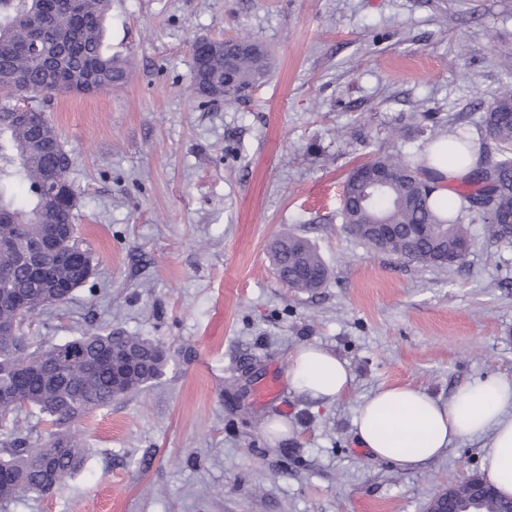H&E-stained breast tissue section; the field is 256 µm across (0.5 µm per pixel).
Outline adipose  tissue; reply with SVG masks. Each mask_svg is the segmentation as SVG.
Masks as SVG:
<instances>
[{"label": "adipose tissue", "mask_w": 512, "mask_h": 512, "mask_svg": "<svg viewBox=\"0 0 512 512\" xmlns=\"http://www.w3.org/2000/svg\"><path fill=\"white\" fill-rule=\"evenodd\" d=\"M452 151L444 137L430 147L429 164L437 172L434 196L443 207L453 200L449 183L468 171L452 159ZM288 378L296 393L324 406L341 399L352 380L347 362L316 344L289 353ZM353 424L358 443L372 458L408 468L441 457L454 441L489 437L482 472L512 496V376L461 387L445 403L413 386L384 388L365 399Z\"/></svg>", "instance_id": "1"}]
</instances>
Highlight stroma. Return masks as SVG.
<instances>
[{"instance_id": "1", "label": "stroma", "mask_w": 512, "mask_h": 512, "mask_svg": "<svg viewBox=\"0 0 512 512\" xmlns=\"http://www.w3.org/2000/svg\"><path fill=\"white\" fill-rule=\"evenodd\" d=\"M243 32L271 50L267 80L232 103L196 97L192 43ZM499 43L512 45V0H112L103 48L128 60L127 82L31 101L73 158L94 274L24 332L120 328L169 359L78 423L91 455L64 490L0 512H426L481 472L480 440L413 469L369 459L353 419L382 387L445 402L512 375V243L475 224L462 264L421 270L342 232L339 212L373 155L422 154L462 120L486 143L479 118L507 79ZM288 233L330 268L315 293L274 272L270 245ZM307 343L349 364L330 406L288 387V355ZM270 381L277 396L255 402ZM274 416L287 436L266 435Z\"/></svg>"}]
</instances>
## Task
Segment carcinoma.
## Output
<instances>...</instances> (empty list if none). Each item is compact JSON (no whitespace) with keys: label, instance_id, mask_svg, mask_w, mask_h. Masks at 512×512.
Returning a JSON list of instances; mask_svg holds the SVG:
<instances>
[{"label":"carcinoma","instance_id":"carcinoma-1","mask_svg":"<svg viewBox=\"0 0 512 512\" xmlns=\"http://www.w3.org/2000/svg\"><path fill=\"white\" fill-rule=\"evenodd\" d=\"M110 0H0V238H14V246L0 248V274L11 279L0 282V321L14 319L15 309L8 294L23 291L40 297L43 291L24 270L30 243L44 224H69L77 204L67 178L68 168L56 166L65 153L59 133L44 109L35 110L15 103L19 97L44 95V90L89 94L121 86L127 78V62L102 52L104 18ZM35 17L45 19L51 28L39 35ZM272 58L264 48L235 57L236 99L261 83L269 74ZM191 87L200 98L212 95L213 85L198 67L191 72ZM26 112L24 121L14 113ZM487 138L495 146L496 159L480 152L463 183L470 189L458 194L456 211L440 213L433 201L435 186L423 176L424 163H412L399 153L374 157L364 168L381 169L388 174L385 189L369 200L367 185L350 172L343 185L341 230L365 246L419 268H452L454 256L471 243L468 216L484 224L488 238L512 241V79L503 83L486 107L481 120ZM54 171L64 195L53 211L41 207L37 185L46 173ZM23 183L27 200L17 203L14 186ZM372 224L392 225V235L378 238ZM77 250L82 262L61 263L53 255L43 262L51 275L66 288L44 300L40 308L60 306L82 286L91 273L90 257L79 251L77 242L64 245ZM277 276L300 293H314L330 276L324 260L304 237L295 234L279 239L271 247ZM94 356L117 347L136 358L133 370L121 381L112 377V368L92 369L85 361H69L60 351L75 342ZM167 349L161 343L120 330L89 332L61 343L43 341L32 346L17 330L14 336L0 334V416L4 439L0 441V503L20 497L49 495L61 491L84 465L86 445L75 425L89 412L108 407L112 401L142 391L163 374ZM40 367L60 372L63 378L51 385L40 376L19 373ZM36 410L51 424L48 433L55 448L65 449L46 478L42 459L46 451L40 439L23 429L20 414ZM482 482L473 475L459 483V492L448 497V508L468 512H508V497L489 493L475 498L470 486Z\"/></svg>","mask_w":512,"mask_h":512}]
</instances>
